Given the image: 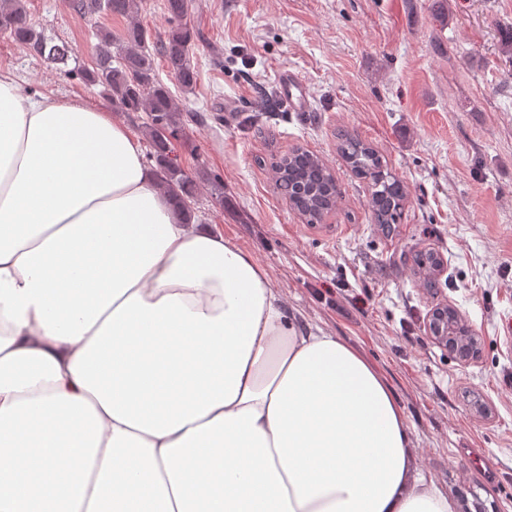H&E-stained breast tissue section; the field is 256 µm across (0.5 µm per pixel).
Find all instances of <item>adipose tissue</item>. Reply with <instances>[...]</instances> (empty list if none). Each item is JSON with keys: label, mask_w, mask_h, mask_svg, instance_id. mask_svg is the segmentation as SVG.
Wrapping results in <instances>:
<instances>
[{"label": "adipose tissue", "mask_w": 512, "mask_h": 512, "mask_svg": "<svg viewBox=\"0 0 512 512\" xmlns=\"http://www.w3.org/2000/svg\"><path fill=\"white\" fill-rule=\"evenodd\" d=\"M157 182L0 73V512H453L377 368Z\"/></svg>", "instance_id": "adipose-tissue-1"}]
</instances>
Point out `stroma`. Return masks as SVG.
<instances>
[{"label": "stroma", "mask_w": 512, "mask_h": 512, "mask_svg": "<svg viewBox=\"0 0 512 512\" xmlns=\"http://www.w3.org/2000/svg\"><path fill=\"white\" fill-rule=\"evenodd\" d=\"M191 0L197 33L192 93L179 95L176 143L202 186L196 223L250 252L302 322L364 354L382 373L415 432L421 471L455 512H512V0ZM38 30L69 43L76 73L0 35V72L32 94L80 97L111 111L150 152L143 112L114 110L80 72L95 61L96 31L126 19L78 14L65 0H27ZM289 71L307 107L255 109ZM345 128L373 144L405 181L402 223L369 218L368 190L336 149ZM297 146L333 169L336 210L308 224L275 187L272 164ZM443 261L435 289L416 251ZM454 306L481 340L468 363L427 334L432 309Z\"/></svg>", "instance_id": "1"}]
</instances>
